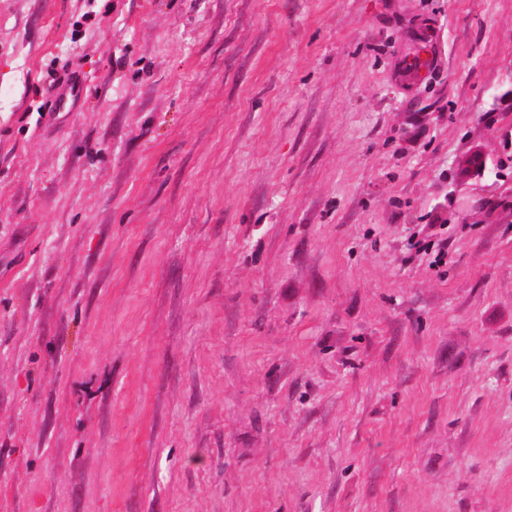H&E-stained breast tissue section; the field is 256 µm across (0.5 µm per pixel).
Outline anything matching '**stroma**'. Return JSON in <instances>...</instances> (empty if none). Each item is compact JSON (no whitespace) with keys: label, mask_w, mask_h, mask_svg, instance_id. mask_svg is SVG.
<instances>
[{"label":"stroma","mask_w":512,"mask_h":512,"mask_svg":"<svg viewBox=\"0 0 512 512\" xmlns=\"http://www.w3.org/2000/svg\"><path fill=\"white\" fill-rule=\"evenodd\" d=\"M0 512H512V0H0Z\"/></svg>","instance_id":"stroma-1"}]
</instances>
